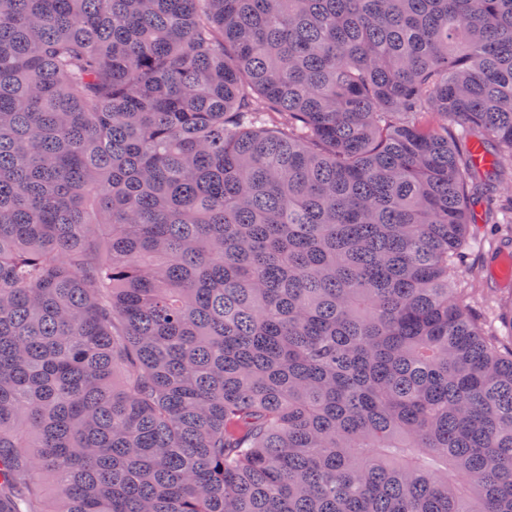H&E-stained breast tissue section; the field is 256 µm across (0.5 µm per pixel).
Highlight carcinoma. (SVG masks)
Segmentation results:
<instances>
[{"label": "carcinoma", "instance_id": "carcinoma-1", "mask_svg": "<svg viewBox=\"0 0 512 512\" xmlns=\"http://www.w3.org/2000/svg\"><path fill=\"white\" fill-rule=\"evenodd\" d=\"M487 142L512 0H0V512H512ZM477 185L474 224L470 225L472 243L461 265L462 285L468 284L474 289L473 309L482 322L490 331L508 340L512 320V284L496 287L486 261L500 239L512 235L511 172H501L492 177L491 182L482 176Z\"/></svg>", "mask_w": 512, "mask_h": 512}]
</instances>
